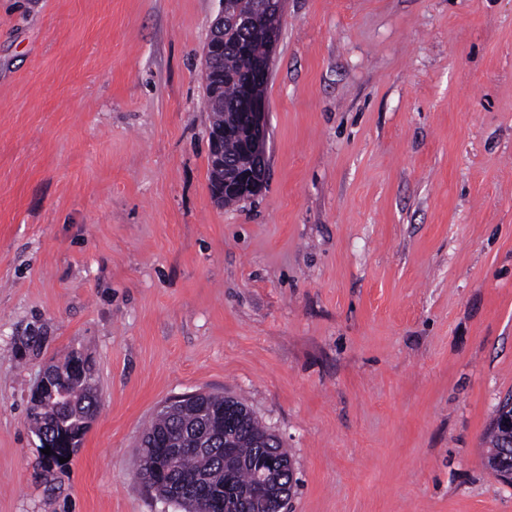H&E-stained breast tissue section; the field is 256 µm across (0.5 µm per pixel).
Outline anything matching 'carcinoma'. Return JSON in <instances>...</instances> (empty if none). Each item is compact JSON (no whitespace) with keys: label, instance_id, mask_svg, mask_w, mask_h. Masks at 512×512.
Segmentation results:
<instances>
[{"label":"carcinoma","instance_id":"cac0c4a2","mask_svg":"<svg viewBox=\"0 0 512 512\" xmlns=\"http://www.w3.org/2000/svg\"><path fill=\"white\" fill-rule=\"evenodd\" d=\"M262 46L246 34L234 32L224 41V52L212 63L214 82L220 89L221 103L215 104L211 86H206V103L211 114L210 126L224 123V113L242 111V79L255 69ZM224 157L245 165L242 140L235 136L224 139ZM94 401L89 397L80 373H75L68 386V400L61 408H51L43 418L29 416L33 432L43 429L51 433L56 447L43 457L46 469L59 464V458L70 456L68 442L80 445L85 433V417ZM233 448L224 453V396L210 394L197 405L172 404L157 412L156 418L141 442L140 456L151 460L170 456L174 460V478L192 485L201 483L207 492H194L184 497V512H265L243 497L252 481L249 463L278 450L268 430L250 411L239 412L235 420ZM489 448L485 465L495 469L512 461V434L493 422L488 433Z\"/></svg>","mask_w":512,"mask_h":512}]
</instances>
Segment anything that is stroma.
Listing matches in <instances>:
<instances>
[{
  "instance_id": "1",
  "label": "stroma",
  "mask_w": 512,
  "mask_h": 512,
  "mask_svg": "<svg viewBox=\"0 0 512 512\" xmlns=\"http://www.w3.org/2000/svg\"><path fill=\"white\" fill-rule=\"evenodd\" d=\"M219 0H0V512H181L135 479L168 399L277 434L286 512H512V0H284L266 186L208 180ZM98 412L46 470L43 367ZM509 406L511 408L507 413L512 412V398H506L498 407L496 411V416L493 419L488 433V443L489 448L486 450L485 456V465L487 469L494 470L495 468H499L504 463H508L509 460L512 461V435L503 429H507L512 431V414L508 415H499L498 423L503 428L496 423L497 413L507 409ZM493 476L498 478L499 480L505 483H512V467L509 469L499 468L492 472Z\"/></svg>"
}]
</instances>
